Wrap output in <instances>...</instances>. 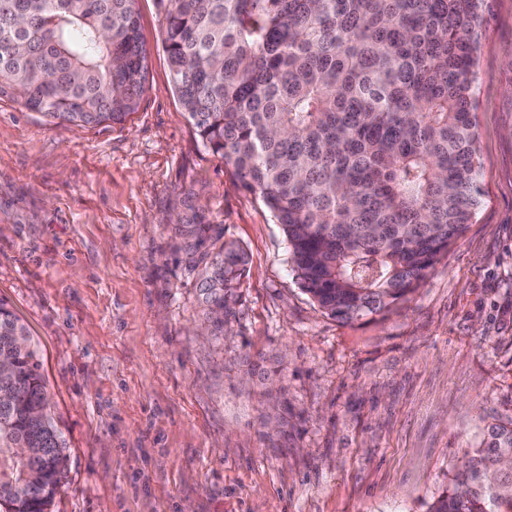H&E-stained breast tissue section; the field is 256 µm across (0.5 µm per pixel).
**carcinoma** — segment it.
Instances as JSON below:
<instances>
[{
	"instance_id": "carcinoma-1",
	"label": "carcinoma",
	"mask_w": 512,
	"mask_h": 512,
	"mask_svg": "<svg viewBox=\"0 0 512 512\" xmlns=\"http://www.w3.org/2000/svg\"><path fill=\"white\" fill-rule=\"evenodd\" d=\"M137 0H0V96L122 124L146 89ZM199 136L273 213L302 289L352 323L408 299L481 205L474 98L488 0H156ZM224 335L249 256L179 222ZM66 455L26 328L0 302V512H52ZM427 512H512V418Z\"/></svg>"
}]
</instances>
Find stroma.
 <instances>
[{"mask_svg": "<svg viewBox=\"0 0 512 512\" xmlns=\"http://www.w3.org/2000/svg\"><path fill=\"white\" fill-rule=\"evenodd\" d=\"M477 65L481 207L409 299L345 324L301 289L260 198L172 90L138 0L147 90L124 123L0 98V298L28 327L68 458L54 512H427L512 415V0ZM249 255L223 335L170 219Z\"/></svg>", "mask_w": 512, "mask_h": 512, "instance_id": "35a3bbf8", "label": "stroma"}]
</instances>
